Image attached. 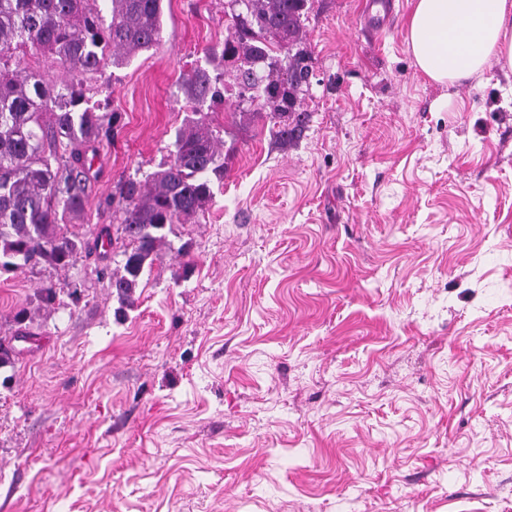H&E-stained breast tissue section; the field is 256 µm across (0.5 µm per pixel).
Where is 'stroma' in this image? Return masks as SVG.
I'll return each instance as SVG.
<instances>
[{
    "label": "stroma",
    "mask_w": 512,
    "mask_h": 512,
    "mask_svg": "<svg viewBox=\"0 0 512 512\" xmlns=\"http://www.w3.org/2000/svg\"><path fill=\"white\" fill-rule=\"evenodd\" d=\"M412 2L374 36L311 0L286 136L221 61L228 0H162L91 77L122 122L74 224L113 246L0 273V512H512V72L423 76ZM198 68L224 177L126 307L107 199L172 160ZM217 80V77L212 78L205 69L194 70L186 80L188 98L191 101L203 103L210 93L211 99L220 96L216 88Z\"/></svg>",
    "instance_id": "obj_1"
}]
</instances>
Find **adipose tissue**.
I'll use <instances>...</instances> for the list:
<instances>
[{
	"instance_id": "adipose-tissue-1",
	"label": "adipose tissue",
	"mask_w": 512,
	"mask_h": 512,
	"mask_svg": "<svg viewBox=\"0 0 512 512\" xmlns=\"http://www.w3.org/2000/svg\"><path fill=\"white\" fill-rule=\"evenodd\" d=\"M408 42L439 83L479 75L492 58L512 70V0H414Z\"/></svg>"
}]
</instances>
